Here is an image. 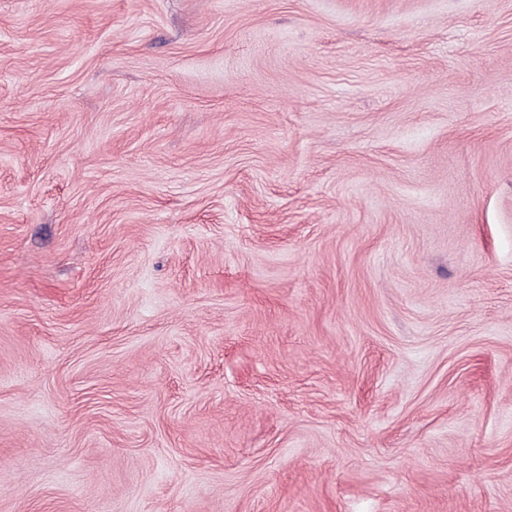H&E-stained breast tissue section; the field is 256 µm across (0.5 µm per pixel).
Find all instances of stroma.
<instances>
[{
    "instance_id": "1",
    "label": "stroma",
    "mask_w": 512,
    "mask_h": 512,
    "mask_svg": "<svg viewBox=\"0 0 512 512\" xmlns=\"http://www.w3.org/2000/svg\"><path fill=\"white\" fill-rule=\"evenodd\" d=\"M0 512H512V0H0Z\"/></svg>"
}]
</instances>
